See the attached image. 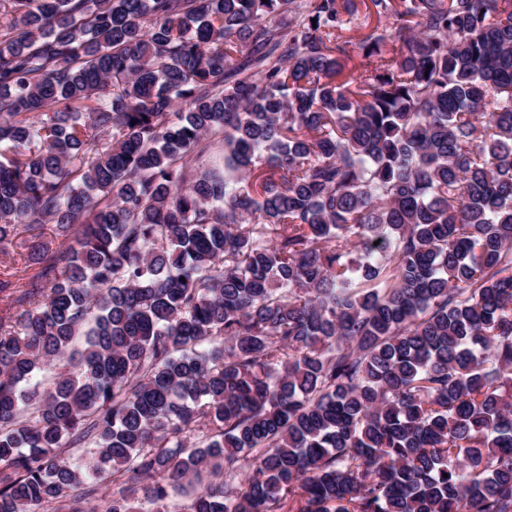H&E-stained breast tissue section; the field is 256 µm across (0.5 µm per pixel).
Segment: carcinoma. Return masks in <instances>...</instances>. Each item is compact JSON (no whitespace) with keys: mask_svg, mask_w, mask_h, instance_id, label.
Returning a JSON list of instances; mask_svg holds the SVG:
<instances>
[{"mask_svg":"<svg viewBox=\"0 0 512 512\" xmlns=\"http://www.w3.org/2000/svg\"><path fill=\"white\" fill-rule=\"evenodd\" d=\"M0 150V512H512V0H0ZM20 233L12 239L0 244V274H15L18 286L25 284L24 274L21 272L30 263L27 261L30 244V233L25 227H20ZM20 278V279H18Z\"/></svg>","mask_w":512,"mask_h":512,"instance_id":"1","label":"carcinoma"}]
</instances>
